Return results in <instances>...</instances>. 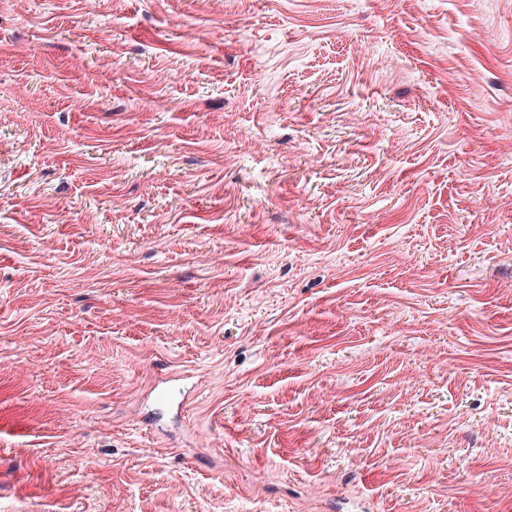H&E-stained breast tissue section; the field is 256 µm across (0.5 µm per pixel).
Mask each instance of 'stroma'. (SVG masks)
I'll use <instances>...</instances> for the list:
<instances>
[{"instance_id": "35a3bbf8", "label": "stroma", "mask_w": 512, "mask_h": 512, "mask_svg": "<svg viewBox=\"0 0 512 512\" xmlns=\"http://www.w3.org/2000/svg\"><path fill=\"white\" fill-rule=\"evenodd\" d=\"M0 512H512V0H0Z\"/></svg>"}]
</instances>
